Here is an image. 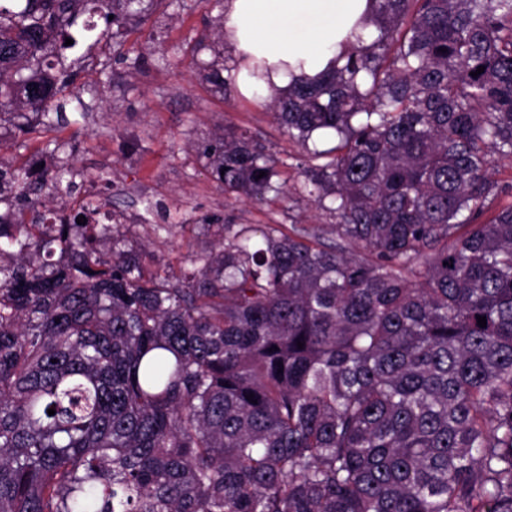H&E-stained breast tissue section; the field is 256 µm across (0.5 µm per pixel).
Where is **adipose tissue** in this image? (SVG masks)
<instances>
[{"label": "adipose tissue", "mask_w": 512, "mask_h": 512, "mask_svg": "<svg viewBox=\"0 0 512 512\" xmlns=\"http://www.w3.org/2000/svg\"><path fill=\"white\" fill-rule=\"evenodd\" d=\"M373 6L374 0H225L222 28L235 49L240 91L262 100L291 81L334 70Z\"/></svg>", "instance_id": "adipose-tissue-1"}]
</instances>
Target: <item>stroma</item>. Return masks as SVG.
<instances>
[{"label":"stroma","instance_id":"obj_1","mask_svg":"<svg viewBox=\"0 0 512 512\" xmlns=\"http://www.w3.org/2000/svg\"><path fill=\"white\" fill-rule=\"evenodd\" d=\"M221 6L216 0H165L117 48H94L92 69L80 82H99L89 112L68 113L66 126L28 135L25 161L48 142L60 156H73L81 175L63 203L92 199L105 203L133 247L146 248L149 268L181 272L189 257L209 249L213 239L194 222L214 215L232 224L285 233L314 232L327 244L336 237L329 219L305 198L255 202L226 193L213 176L200 147L214 133L248 130L276 161L288 185L303 181L305 157L277 127L263 101L238 89L216 91L195 60L235 64L230 43L220 36ZM169 223L170 231L160 230Z\"/></svg>","mask_w":512,"mask_h":512}]
</instances>
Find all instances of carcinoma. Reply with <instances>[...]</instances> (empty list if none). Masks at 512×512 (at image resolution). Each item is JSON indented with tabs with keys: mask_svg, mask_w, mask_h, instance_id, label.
<instances>
[{
	"mask_svg": "<svg viewBox=\"0 0 512 512\" xmlns=\"http://www.w3.org/2000/svg\"><path fill=\"white\" fill-rule=\"evenodd\" d=\"M158 2L0 0V150ZM375 2L270 101L333 245L204 216L218 245L149 271L99 202L25 220L72 190L56 149L0 157V512H512V0ZM202 153L288 193L246 131Z\"/></svg>",
	"mask_w": 512,
	"mask_h": 512,
	"instance_id": "cac0c4a2",
	"label": "carcinoma"
}]
</instances>
